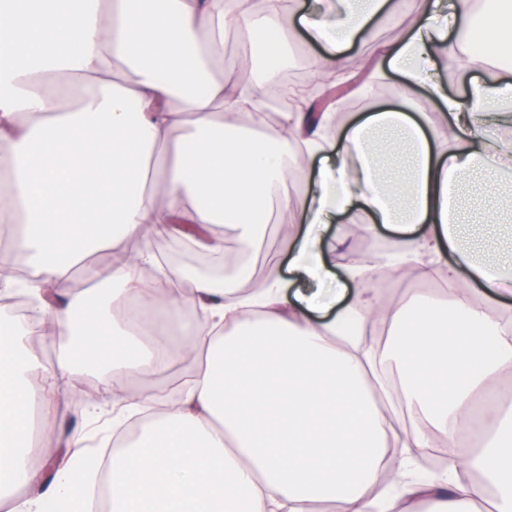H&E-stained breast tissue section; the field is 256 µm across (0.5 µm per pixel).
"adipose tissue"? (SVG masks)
Segmentation results:
<instances>
[{"instance_id": "1", "label": "adipose tissue", "mask_w": 512, "mask_h": 512, "mask_svg": "<svg viewBox=\"0 0 512 512\" xmlns=\"http://www.w3.org/2000/svg\"><path fill=\"white\" fill-rule=\"evenodd\" d=\"M393 0H0V227L42 319L0 324V504L62 512L80 488L72 467L37 464L46 420L63 391L98 373L123 405L106 473L109 512H401L435 499L439 512L490 500L512 512V411L488 394L512 376V249L482 250L457 204L460 185L512 173V77L473 78L449 95L438 52L467 54L483 28L512 32V0L478 17L461 0H425L418 20L380 45L372 68L403 76L401 105L339 123L329 149L308 105L281 113L260 139L242 114L261 102L252 72L224 66V31L282 32L298 24L319 47L313 80L362 68L353 47L394 11ZM57 68L65 83L41 72ZM205 94H197V87ZM439 107L436 118L422 102ZM448 123L450 141L433 135ZM316 166L288 269L259 293L233 280L173 272L150 242L223 251L218 224L251 250L256 203L287 201L295 168ZM168 190L158 194L157 182ZM365 214L395 233L403 263L440 278L442 308L419 293L390 305L377 285L392 262L347 269L329 289L333 252L323 225ZM125 254L104 287L75 290L103 252ZM195 317L184 321L185 309ZM378 319L389 346L358 351L357 325ZM52 351L32 359L30 337ZM188 363L177 395L131 388ZM443 469L421 480L432 441Z\"/></svg>"}]
</instances>
